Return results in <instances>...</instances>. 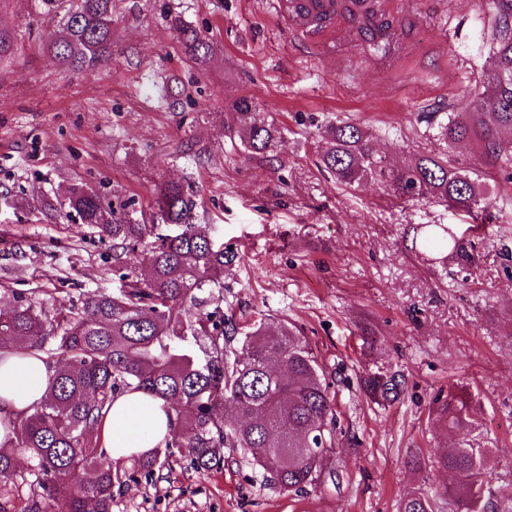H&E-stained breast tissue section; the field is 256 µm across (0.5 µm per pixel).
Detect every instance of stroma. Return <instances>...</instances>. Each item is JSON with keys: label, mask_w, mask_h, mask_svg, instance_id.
<instances>
[{"label": "stroma", "mask_w": 512, "mask_h": 512, "mask_svg": "<svg viewBox=\"0 0 512 512\" xmlns=\"http://www.w3.org/2000/svg\"><path fill=\"white\" fill-rule=\"evenodd\" d=\"M377 2L395 22L392 52L340 21L335 47L303 56L264 0H113L110 59L67 71L46 49L57 17L39 0H0L13 40L0 64V307L22 299L51 314L118 288L112 241L75 222L70 188L135 221L178 181L197 223L240 255L224 272L236 319L292 321L334 381L339 449L314 488L263 483L237 454L204 475L177 466L149 480L129 461L112 512H399L407 494L438 496L448 481L430 411L451 389L473 400L497 512H512V178L478 144L445 148L438 128L491 68L492 23L480 0ZM174 17L210 56L185 51ZM238 96L278 128L275 160L225 130L224 102ZM336 119L362 125L393 165L443 150L450 167L481 174L491 223L473 234L462 209L371 179L337 184L318 136ZM420 224L453 227L474 265L413 244ZM379 368L405 381L394 401L372 402L357 381ZM416 452L417 472L406 465Z\"/></svg>", "instance_id": "obj_1"}]
</instances>
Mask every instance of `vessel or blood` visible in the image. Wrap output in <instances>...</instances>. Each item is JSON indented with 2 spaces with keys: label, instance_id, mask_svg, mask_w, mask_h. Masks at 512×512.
Segmentation results:
<instances>
[{
  "label": "vessel or blood",
  "instance_id": "obj_1",
  "mask_svg": "<svg viewBox=\"0 0 512 512\" xmlns=\"http://www.w3.org/2000/svg\"><path fill=\"white\" fill-rule=\"evenodd\" d=\"M271 6L304 47L329 30L337 17L362 13L366 4L364 0H271Z\"/></svg>",
  "mask_w": 512,
  "mask_h": 512
}]
</instances>
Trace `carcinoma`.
Returning <instances> with one entry per match:
<instances>
[{
  "label": "carcinoma",
  "mask_w": 512,
  "mask_h": 512,
  "mask_svg": "<svg viewBox=\"0 0 512 512\" xmlns=\"http://www.w3.org/2000/svg\"><path fill=\"white\" fill-rule=\"evenodd\" d=\"M60 17L61 31L49 50L67 69L92 68L112 52V0H41ZM495 61L470 91L469 112L440 125L452 146L477 139L486 160L512 168V0H486ZM361 27L374 38L389 35L391 22L373 8ZM171 29L195 56L211 51L196 30L178 18ZM226 128L255 154L268 155L278 130L261 118L257 104L236 97L225 106ZM323 167L336 182L353 187L374 179L407 201L438 200L473 219L489 203L479 178L448 167L435 154L418 155L400 168L384 163L371 137L354 123L326 129ZM156 217L133 222L104 205L94 192L74 187L68 208L100 237L112 239L122 281L110 294L87 293L77 308L49 316L26 302L0 308V354L38 357L54 368L34 411L11 424L0 442V477L14 491L0 495V512H112L120 470L103 465L101 426L117 394L138 390L162 402L173 431L137 457L146 477L172 468L185 456L191 468L209 473L224 465V449L239 450L265 481L304 491L321 478L324 455L335 447L336 399L325 365L300 331L285 320L262 318L244 332L224 312V268L237 254L224 248L208 226L194 222L195 201L183 185L163 186L154 200ZM428 240L470 264L464 238L446 224H432ZM142 253L134 264L126 260ZM365 392L383 402L401 392V382L380 371L363 379ZM470 397L448 390L434 400L435 421L444 430L469 428ZM29 459L17 467V453ZM489 449L461 438L435 459L448 473L449 512H488L494 507L484 464ZM400 512H437L423 492L405 496Z\"/></svg>",
  "instance_id": "carcinoma-1"
}]
</instances>
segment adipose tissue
I'll return each instance as SVG.
<instances>
[{"label": "adipose tissue", "mask_w": 512, "mask_h": 512, "mask_svg": "<svg viewBox=\"0 0 512 512\" xmlns=\"http://www.w3.org/2000/svg\"><path fill=\"white\" fill-rule=\"evenodd\" d=\"M54 370L37 358L0 357V440L6 424L32 413ZM169 432L160 402L133 391L118 395L102 424L105 447L113 463L146 452Z\"/></svg>", "instance_id": "obj_1"}]
</instances>
